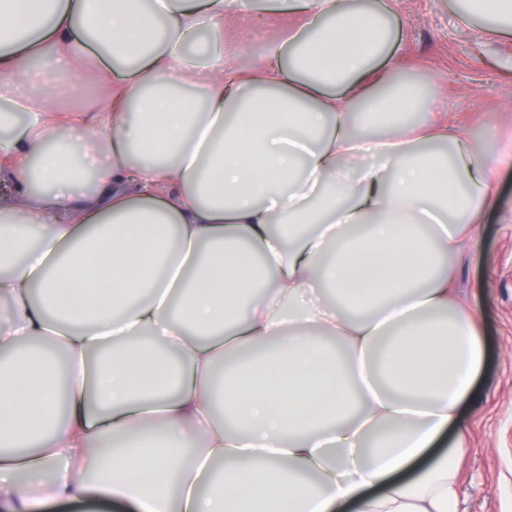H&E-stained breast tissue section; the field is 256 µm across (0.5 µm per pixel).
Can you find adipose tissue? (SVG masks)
<instances>
[{
    "mask_svg": "<svg viewBox=\"0 0 512 512\" xmlns=\"http://www.w3.org/2000/svg\"><path fill=\"white\" fill-rule=\"evenodd\" d=\"M400 2L284 0L301 26L247 73L224 0H0V78L42 76L0 108V350L52 340L0 360V512H455L461 442L410 466L481 367L445 260L494 146L377 73ZM453 7L512 39V0ZM42 512H132V510L122 500H112V504L102 507L89 504H69L61 503L47 507Z\"/></svg>",
    "mask_w": 512,
    "mask_h": 512,
    "instance_id": "adipose-tissue-1",
    "label": "adipose tissue"
}]
</instances>
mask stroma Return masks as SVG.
Here are the masks:
<instances>
[{
    "label": "stroma",
    "instance_id": "35a3bbf8",
    "mask_svg": "<svg viewBox=\"0 0 512 512\" xmlns=\"http://www.w3.org/2000/svg\"><path fill=\"white\" fill-rule=\"evenodd\" d=\"M299 17L229 0L227 47L246 68ZM480 20L462 25L448 0H404L394 27L402 75L429 98L427 122L448 121L471 145L494 141L496 199L453 258L455 297L481 327L483 362L462 407L467 451L459 462L458 512H512V42H485Z\"/></svg>",
    "mask_w": 512,
    "mask_h": 512
}]
</instances>
